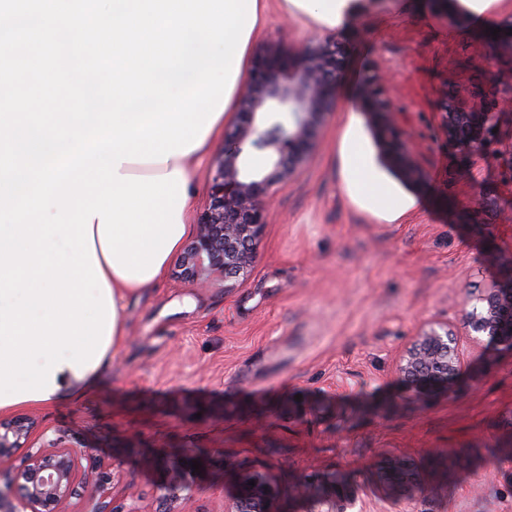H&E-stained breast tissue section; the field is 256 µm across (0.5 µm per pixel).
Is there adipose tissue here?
<instances>
[{
  "mask_svg": "<svg viewBox=\"0 0 512 512\" xmlns=\"http://www.w3.org/2000/svg\"><path fill=\"white\" fill-rule=\"evenodd\" d=\"M353 0H256V22L250 34L251 41H258L265 33L272 12L303 19L317 30L336 29L343 25ZM249 68L248 60H241L239 72L225 109L213 122L201 144L187 154L169 157L160 163H121L119 172L123 175L155 176L180 172L188 188L186 202L182 209L181 221L190 224L195 204V193L189 185L193 180L196 166L209 151L212 144L220 139L224 127L233 118L239 95L244 87ZM338 161L341 188L363 211L389 223L402 222L414 211L417 202L413 197L395 195L388 186L383 173L375 165L367 144L362 138L356 115H349L343 126L338 143ZM97 260L110 287L115 317L111 340L105 350L113 355L122 345L126 333L123 302L126 298L145 289L143 281L122 278L109 265L105 255Z\"/></svg>",
  "mask_w": 512,
  "mask_h": 512,
  "instance_id": "1",
  "label": "adipose tissue"
}]
</instances>
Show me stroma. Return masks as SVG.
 Segmentation results:
<instances>
[{
  "instance_id": "35a3bbf8",
  "label": "stroma",
  "mask_w": 512,
  "mask_h": 512,
  "mask_svg": "<svg viewBox=\"0 0 512 512\" xmlns=\"http://www.w3.org/2000/svg\"><path fill=\"white\" fill-rule=\"evenodd\" d=\"M330 35L346 61L308 160L276 191L244 278L185 281L170 263L125 303L127 336L77 400L20 408L50 436L114 467V504L155 512L173 480L159 455L201 458L172 512H224L248 473L269 484L274 512H295L298 479L341 476L359 512H399L379 471L400 458L417 473L408 512H512V351L464 343L453 394L413 395L398 360L430 318L460 321L469 296L502 280L512 252V179L493 158L469 179L440 130L445 85L483 82L473 64L501 14L449 26L430 0H354ZM389 75L386 98L411 116L409 144L425 183L401 185L416 213L389 224L342 192L344 112L367 68ZM502 214L479 223L475 195ZM465 452L468 469L453 456Z\"/></svg>"
}]
</instances>
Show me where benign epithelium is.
Listing matches in <instances>:
<instances>
[{
    "mask_svg": "<svg viewBox=\"0 0 512 512\" xmlns=\"http://www.w3.org/2000/svg\"><path fill=\"white\" fill-rule=\"evenodd\" d=\"M435 9L455 28L468 17L453 7V0H433ZM499 35L488 39L489 65L506 61V71L493 70L480 84L443 93L440 129L459 161L457 175L470 177L471 160L493 142L500 114L512 112V14L501 17ZM344 58L343 45L331 38L308 42L293 55H285L278 41L268 42L256 55L248 81L238 100L241 116L224 139L214 159L210 205L198 221V233L183 248L180 276L197 284L216 277L244 276L253 259V245L263 226L274 187L285 183L314 149L318 128L331 109ZM385 74L371 68L361 78L358 103L371 117V128L382 163L405 183L418 184L425 173L409 147V135L399 113L384 96ZM254 152L268 159L266 168L252 170L247 158ZM468 335L480 343L512 350V274L507 281L477 296L462 309ZM461 365L456 327L449 321H428L404 351L399 365L412 391L429 396L453 393ZM28 417L0 420V474L9 472L15 452L27 448L28 464L18 477L17 494L24 512H73L83 474L79 452L59 437L34 434ZM255 485H250L249 481ZM417 474L404 461L393 458L381 471L382 484L396 495L415 485ZM109 483L98 474L99 495L89 512H133L113 506L104 496ZM288 495L306 505L304 512H353L355 499L336 475L312 484L299 479ZM270 489L257 475L239 484L225 512H271Z\"/></svg>",
    "mask_w": 512,
    "mask_h": 512,
    "instance_id": "benign-epithelium-1",
    "label": "benign epithelium"
}]
</instances>
